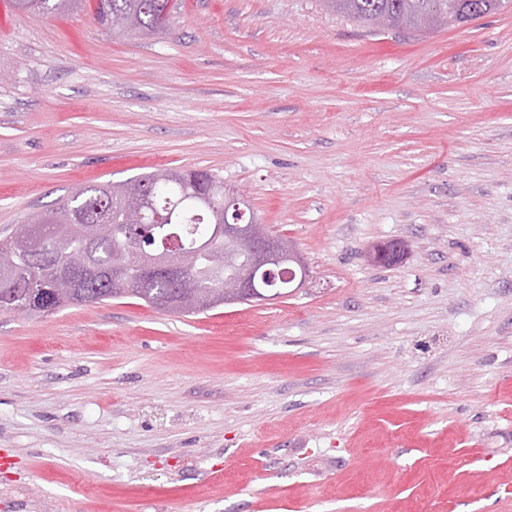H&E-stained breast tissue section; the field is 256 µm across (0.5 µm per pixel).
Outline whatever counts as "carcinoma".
I'll return each instance as SVG.
<instances>
[{"label":"carcinoma","mask_w":512,"mask_h":512,"mask_svg":"<svg viewBox=\"0 0 512 512\" xmlns=\"http://www.w3.org/2000/svg\"><path fill=\"white\" fill-rule=\"evenodd\" d=\"M84 0H10L19 11L60 15L82 6ZM327 7L360 25L373 29L385 17L391 27H409L427 32L434 28L431 13L443 15L450 27L458 26L506 8L504 0H324ZM176 4L173 0H96L95 20L114 37L152 36L166 30ZM136 189L149 197L152 208L165 222L141 227L136 246L118 251L124 234L98 236L87 244L92 226L123 223L121 191ZM224 189V179L207 170H170L142 174L119 183L89 184L71 193L57 206L32 214L16 231L0 239V269L20 271L17 280L0 284V305L29 306L28 316L37 317L87 303L135 298L158 308L159 295L171 289L162 276L141 279L137 250L152 249L168 230L177 231L186 248L218 223L219 216L207 205L211 195ZM123 262L130 272L126 286L116 288L112 269ZM210 260L197 258L190 272V300L185 314L204 313L222 305L210 296L205 278Z\"/></svg>","instance_id":"cac0c4a2"}]
</instances>
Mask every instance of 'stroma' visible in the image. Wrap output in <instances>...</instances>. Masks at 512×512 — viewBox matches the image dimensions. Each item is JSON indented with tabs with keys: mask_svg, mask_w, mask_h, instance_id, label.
Instances as JSON below:
<instances>
[{
	"mask_svg": "<svg viewBox=\"0 0 512 512\" xmlns=\"http://www.w3.org/2000/svg\"><path fill=\"white\" fill-rule=\"evenodd\" d=\"M94 6L0 0V236L208 169L312 279L0 313V512H512V7L422 33L180 0L115 38ZM84 0H10L19 11L37 12L42 15H60L81 7Z\"/></svg>",
	"mask_w": 512,
	"mask_h": 512,
	"instance_id": "35a3bbf8",
	"label": "stroma"
}]
</instances>
